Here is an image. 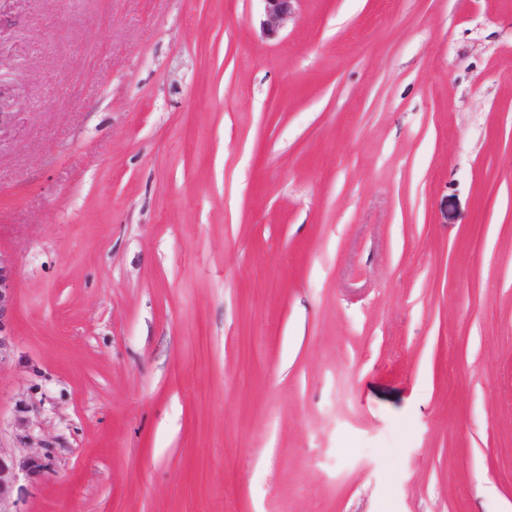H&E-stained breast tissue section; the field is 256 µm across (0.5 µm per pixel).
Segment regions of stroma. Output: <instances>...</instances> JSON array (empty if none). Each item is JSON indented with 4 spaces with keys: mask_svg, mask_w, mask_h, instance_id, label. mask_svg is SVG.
I'll use <instances>...</instances> for the list:
<instances>
[{
    "mask_svg": "<svg viewBox=\"0 0 512 512\" xmlns=\"http://www.w3.org/2000/svg\"><path fill=\"white\" fill-rule=\"evenodd\" d=\"M0 0L10 512H512V0ZM264 2L261 28L269 37H275L292 19L295 12V2L298 0H262Z\"/></svg>",
    "mask_w": 512,
    "mask_h": 512,
    "instance_id": "stroma-1",
    "label": "stroma"
}]
</instances>
